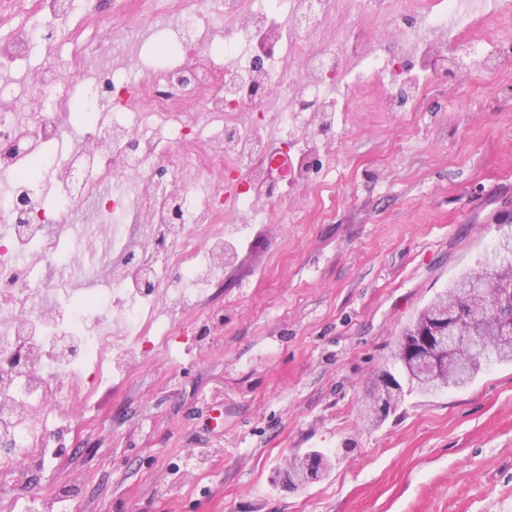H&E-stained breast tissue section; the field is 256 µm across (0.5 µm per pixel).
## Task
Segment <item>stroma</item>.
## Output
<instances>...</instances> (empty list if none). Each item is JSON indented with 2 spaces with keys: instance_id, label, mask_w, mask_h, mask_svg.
Here are the masks:
<instances>
[{
  "instance_id": "35a3bbf8",
  "label": "stroma",
  "mask_w": 512,
  "mask_h": 512,
  "mask_svg": "<svg viewBox=\"0 0 512 512\" xmlns=\"http://www.w3.org/2000/svg\"><path fill=\"white\" fill-rule=\"evenodd\" d=\"M77 17L87 42L111 38V0ZM71 50L38 43L15 70L20 117L42 108L30 70ZM480 78L434 75L422 112L350 113L321 186L279 184L272 217L220 224L235 262L166 349L48 409L49 457L0 473V512H512L511 364L358 420L403 327L512 216V90ZM86 232H61L75 283L101 267ZM311 449L333 468L289 488Z\"/></svg>"
}]
</instances>
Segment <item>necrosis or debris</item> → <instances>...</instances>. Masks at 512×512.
Instances as JSON below:
<instances>
[{
  "label": "necrosis or debris",
  "mask_w": 512,
  "mask_h": 512,
  "mask_svg": "<svg viewBox=\"0 0 512 512\" xmlns=\"http://www.w3.org/2000/svg\"><path fill=\"white\" fill-rule=\"evenodd\" d=\"M76 0H30L38 29L18 25L0 38V69L27 60L36 39L65 35L72 51L64 67L36 71L31 87L48 97L49 109L29 121L0 111V173L9 188L0 195V356L17 357L13 382L0 388V469L21 475L18 455L41 459L44 443L37 421L58 397L72 394L88 370L111 363L116 350L135 348L148 335L165 340L178 328L159 319L152 307L193 304L207 292L230 245L204 237L198 215L223 223L229 212L265 211L274 181L309 185L325 168L328 133L344 135V116L361 111L355 94L364 78L395 83L404 70L375 48V36L358 21L388 15L403 38L413 41L408 56L421 72L437 74L469 63L485 78L500 70V56L464 37L480 17L477 0H444L440 10L398 9L396 0H353L356 16L345 34L328 33L333 0H288L286 12L272 5L252 11L232 33L224 15L236 0H209L206 11L191 0H112L113 44L134 37L144 21L168 12L179 15L173 36L160 43L169 62L136 80L122 79L100 65L102 48L84 43L72 16ZM89 76L81 93L62 85L61 70ZM208 88L200 96V88ZM121 98L122 116L105 120L111 99ZM279 111L278 147H271L253 113ZM94 103L98 120L65 143L59 113ZM58 145L55 168L71 211L94 206L113 223L94 225L87 244L117 253L106 269L107 286L69 301L71 318L30 272L38 263L65 276L60 252L65 214L43 204L42 183L31 173L47 146ZM246 176L234 200H227L215 168ZM136 181L138 194L106 189L110 179ZM133 213L146 225L147 245L130 242L117 217ZM52 359L56 379L47 390L44 361Z\"/></svg>",
  "instance_id": "1"
}]
</instances>
